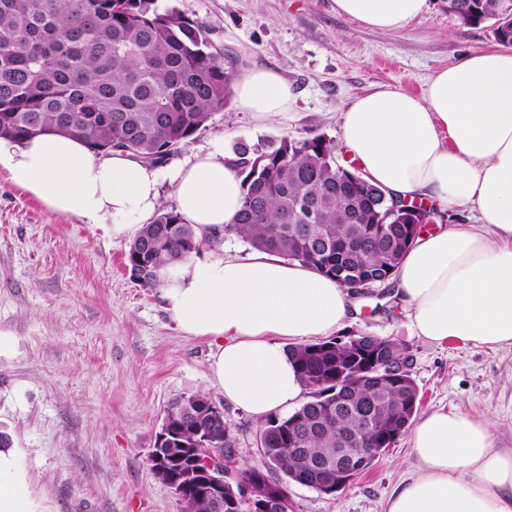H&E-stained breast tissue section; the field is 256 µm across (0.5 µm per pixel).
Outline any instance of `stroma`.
<instances>
[{
	"mask_svg": "<svg viewBox=\"0 0 512 512\" xmlns=\"http://www.w3.org/2000/svg\"><path fill=\"white\" fill-rule=\"evenodd\" d=\"M202 24L231 76L279 71L293 101L258 121L229 98L174 168L198 151L233 157L238 141L342 138L341 114L383 87L423 95L441 69L495 48L490 28L465 26L448 0L404 28L380 32L336 14L332 0H158ZM131 235L53 212L0 167V426L12 436V478L35 512H181L148 456L173 399L222 406L238 464L259 460L264 419L225 404L211 385L207 341L170 321L158 291L124 265ZM345 336L395 341L413 359L419 411L485 414L494 445L512 448V347L429 343L409 328L394 289L355 296ZM411 434L336 496L292 484V512H385L391 490L416 469Z\"/></svg>",
	"mask_w": 512,
	"mask_h": 512,
	"instance_id": "1",
	"label": "stroma"
}]
</instances>
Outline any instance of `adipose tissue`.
<instances>
[{"mask_svg": "<svg viewBox=\"0 0 512 512\" xmlns=\"http://www.w3.org/2000/svg\"><path fill=\"white\" fill-rule=\"evenodd\" d=\"M337 14L395 31L422 17L428 0H333ZM239 105L267 121L286 113L291 93L274 70L250 69L235 85ZM342 146L366 179L393 198L471 205L419 237L394 277L425 341L512 347V52L474 53L440 70L423 97L380 89L342 115ZM0 166L56 213L131 232L150 219L169 183L182 219L199 235L233 223L241 178L223 152H197L170 171L116 151L102 157L81 140L46 132L0 139ZM185 335L209 341V370L225 402L263 418L295 404L305 386L290 347L341 329L354 296L300 263L255 251L206 255L159 290ZM417 469L389 496L386 512H512V448L494 445L488 419L436 410L415 424Z\"/></svg>", "mask_w": 512, "mask_h": 512, "instance_id": "obj_1", "label": "adipose tissue"}]
</instances>
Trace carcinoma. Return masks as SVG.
<instances>
[{
	"label": "carcinoma",
	"mask_w": 512,
	"mask_h": 512,
	"mask_svg": "<svg viewBox=\"0 0 512 512\" xmlns=\"http://www.w3.org/2000/svg\"><path fill=\"white\" fill-rule=\"evenodd\" d=\"M463 24H490L495 41L512 45V11L504 0H451ZM230 96L224 56L212 50L205 27L157 0H0V137L19 142L59 131L85 140L98 153L121 150L161 166L194 139ZM336 144L324 136L240 142L230 162L242 176L235 223L211 232L234 235L252 248L302 263L345 285L393 282L398 265L420 236L414 225L378 215L399 200L339 164ZM208 239V240H210ZM208 240L174 210H160L142 225L126 252L131 277L157 289L174 277ZM307 401L262 429L264 463L240 469L263 480L271 494L288 484L313 490L336 469L314 460L336 459L338 448H388L409 428L419 391L411 355L394 341L359 336L292 349ZM387 364L392 379L374 390L358 382L366 361ZM199 406L191 420L185 401ZM211 400H173L165 413L176 455L186 448H226L235 438L209 413ZM368 411L370 430L351 432ZM298 448L308 449L301 455Z\"/></svg>",
	"instance_id": "1"
}]
</instances>
